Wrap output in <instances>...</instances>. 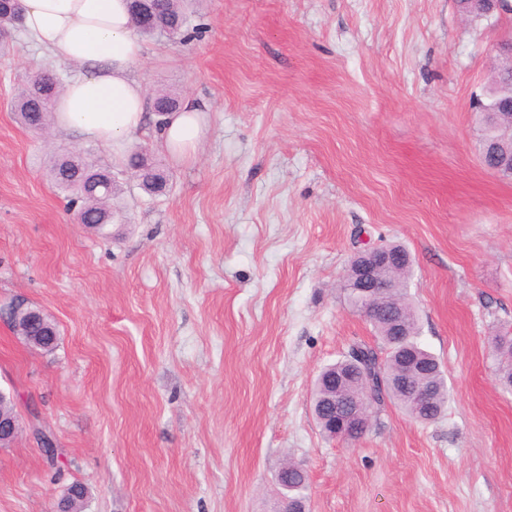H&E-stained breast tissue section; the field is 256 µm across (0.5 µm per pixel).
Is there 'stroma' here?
I'll list each match as a JSON object with an SVG mask.
<instances>
[{
	"instance_id": "1",
	"label": "stroma",
	"mask_w": 512,
	"mask_h": 512,
	"mask_svg": "<svg viewBox=\"0 0 512 512\" xmlns=\"http://www.w3.org/2000/svg\"><path fill=\"white\" fill-rule=\"evenodd\" d=\"M189 40L142 38L131 77L195 99L193 158L166 154L146 112L127 150L166 167L149 197L109 146L20 124L36 70L23 31L0 54V306L20 298L58 328L49 352L0 320V390L21 433L0 449V512H51L82 483L83 512H276L285 462L312 512H512V388L490 349L512 333V181L478 159L473 110L512 12L457 0H190ZM111 168L126 215L79 224L54 158ZM404 245L418 340L445 371L435 423L398 406L365 436L325 437L318 372L380 347L343 295L365 244ZM62 457L44 460L34 427ZM285 466V465H284ZM284 466L276 475V487L279 492L290 499L309 500V484L307 473L297 464L288 463V470Z\"/></svg>"
}]
</instances>
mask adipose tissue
I'll list each match as a JSON object with an SVG mask.
<instances>
[{
    "label": "adipose tissue",
    "instance_id": "ef3b65f1",
    "mask_svg": "<svg viewBox=\"0 0 512 512\" xmlns=\"http://www.w3.org/2000/svg\"><path fill=\"white\" fill-rule=\"evenodd\" d=\"M128 0H22L26 36L58 62L81 66L55 105L59 127L110 146L122 156L129 134L143 123L146 100L129 70L142 54ZM203 109L188 100L169 115L162 143L174 155H191L204 134Z\"/></svg>",
    "mask_w": 512,
    "mask_h": 512
}]
</instances>
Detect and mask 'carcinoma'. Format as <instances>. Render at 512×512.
I'll list each match as a JSON object with an SVG mask.
<instances>
[{
	"mask_svg": "<svg viewBox=\"0 0 512 512\" xmlns=\"http://www.w3.org/2000/svg\"><path fill=\"white\" fill-rule=\"evenodd\" d=\"M148 14L137 11L130 4L133 29L145 37L178 36L188 40L191 33L186 30L187 18L183 11L182 0H152L147 8ZM21 7L18 0H0V35L20 23ZM62 80L59 74L50 69H42L32 74L26 84L14 98V112L26 127L42 131L49 126L53 118L57 96ZM179 109L175 97L159 94L153 98V111L175 112ZM508 137V127L498 129L492 117L481 116V138L499 141ZM50 179L54 187L72 206H78L82 223L102 229L114 223L120 210L114 207V199L119 196L120 188L112 171L96 165L80 155L55 159L50 168ZM139 188L149 196L158 195L161 188H169L168 179L156 173H144ZM392 248L404 254L405 261L393 272L396 288L392 289L391 304L369 319L374 332L387 351L386 358L379 357L377 350L367 344L352 345L342 359L323 367L314 383L312 391V412L318 413L324 405L326 385L332 377L355 374L357 378L344 383L336 389V397L351 401L363 394L364 380L371 378L376 384L383 385V397L368 400L369 413L389 401L401 408L411 419L420 423H429L439 418L447 408L448 386L444 372L437 358L422 348L417 342L418 316L408 298V280L412 273V259L408 251L400 244ZM397 304V312L406 324L407 335L400 338L390 335L387 314L392 305ZM406 350L425 365L422 382L430 388V398L420 412H415L410 394L400 383L399 358ZM493 354L498 360L497 372L500 381L512 387V336L493 337ZM276 487L290 499H309L307 473L297 464L288 463V469H282L276 475Z\"/></svg>",
	"mask_w": 512,
	"mask_h": 512,
	"instance_id": "cac0c4a2",
	"label": "carcinoma"
}]
</instances>
